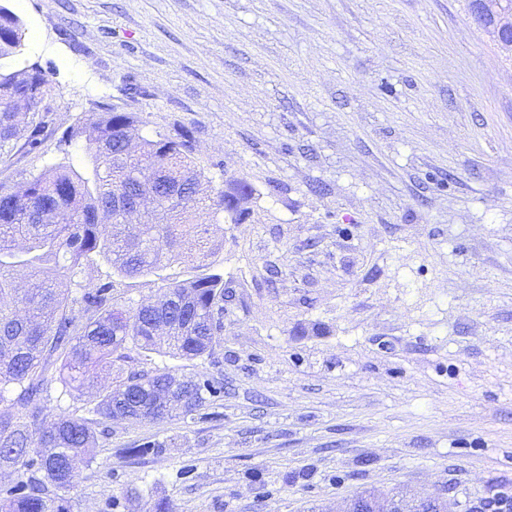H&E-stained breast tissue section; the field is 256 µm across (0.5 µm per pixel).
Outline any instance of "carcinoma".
I'll return each mask as SVG.
<instances>
[{
    "label": "carcinoma",
    "mask_w": 512,
    "mask_h": 512,
    "mask_svg": "<svg viewBox=\"0 0 512 512\" xmlns=\"http://www.w3.org/2000/svg\"><path fill=\"white\" fill-rule=\"evenodd\" d=\"M512 0L485 21L497 45L512 50ZM19 17L0 5V58L22 46ZM45 73L37 67L0 72V156L19 140L30 150L42 142L45 121L23 109L43 100ZM134 112L107 111L93 122L72 127L71 138L85 141L88 162L80 170L57 164L17 188L0 186V401L12 393L10 411L0 414V469L22 478L0 489V512H70L68 489L78 464L94 462L98 429L114 417L158 421L193 420L208 404L224 399V382L207 375L186 381L169 372L132 373L98 392L94 412L101 421L61 413L49 427L39 420L51 379L59 364L63 387L94 386L97 367L126 359L133 345L162 347L185 359L210 354L213 339L224 332V277L202 274L168 281L153 303L125 302L114 295V282L93 284L85 272L99 257L112 275L137 278L182 257L189 243L201 261L214 258L219 244L209 222L218 220L230 201L224 191L197 192L206 176L194 158L193 136L184 130L154 131ZM237 203L253 198L244 179H232ZM156 189L151 213L131 212L140 231L112 221V197L127 201ZM63 266L68 284L49 278ZM27 271V287L15 284L13 271ZM482 508L512 512V499L498 493Z\"/></svg>",
    "instance_id": "cac0c4a2"
}]
</instances>
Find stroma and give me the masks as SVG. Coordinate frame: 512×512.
Returning <instances> with one entry per match:
<instances>
[{
  "label": "stroma",
  "instance_id": "obj_1",
  "mask_svg": "<svg viewBox=\"0 0 512 512\" xmlns=\"http://www.w3.org/2000/svg\"><path fill=\"white\" fill-rule=\"evenodd\" d=\"M22 20L0 71L41 68V147L0 185L87 163L70 126L112 109L182 127L213 189L245 179L250 218L220 224L229 289L211 356L130 350L137 371L208 373L195 420L109 421L71 512H336L366 489L512 497V60L466 0H0ZM187 257L93 282L150 302ZM94 390L52 383L42 424ZM159 455L134 456L146 441ZM190 476H182L185 465Z\"/></svg>",
  "mask_w": 512,
  "mask_h": 512
}]
</instances>
